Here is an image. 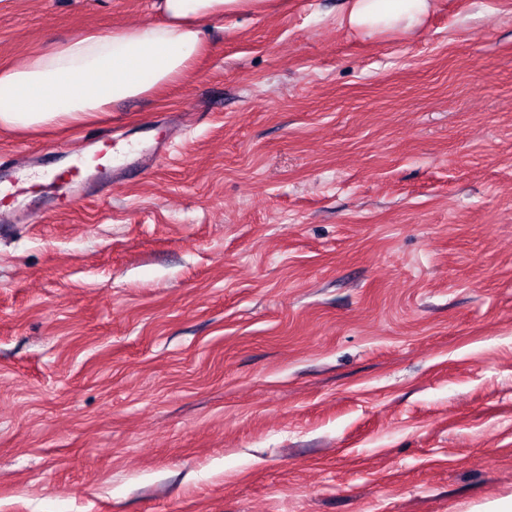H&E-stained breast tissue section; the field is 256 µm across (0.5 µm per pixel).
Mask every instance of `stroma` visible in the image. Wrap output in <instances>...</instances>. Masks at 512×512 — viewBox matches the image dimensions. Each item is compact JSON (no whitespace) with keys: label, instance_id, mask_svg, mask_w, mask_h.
I'll list each match as a JSON object with an SVG mask.
<instances>
[{"label":"stroma","instance_id":"1","mask_svg":"<svg viewBox=\"0 0 512 512\" xmlns=\"http://www.w3.org/2000/svg\"><path fill=\"white\" fill-rule=\"evenodd\" d=\"M155 0H0V67ZM215 22L194 72L0 132V512H488L512 495V0ZM170 159L128 174L159 136ZM347 22L375 30L413 29L434 7L435 0H350ZM79 177L80 168L78 166H73L71 169L58 176L59 180L63 182L61 186L71 192L77 193L80 198L89 199L93 197L94 199L103 200L108 198L112 192L114 181L99 182L94 186L93 192H90L91 184L88 185V183L83 180H76Z\"/></svg>","mask_w":512,"mask_h":512}]
</instances>
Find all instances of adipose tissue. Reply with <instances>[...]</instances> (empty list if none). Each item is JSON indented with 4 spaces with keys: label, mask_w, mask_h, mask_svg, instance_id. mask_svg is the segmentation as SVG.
Here are the masks:
<instances>
[{
    "label": "adipose tissue",
    "mask_w": 512,
    "mask_h": 512,
    "mask_svg": "<svg viewBox=\"0 0 512 512\" xmlns=\"http://www.w3.org/2000/svg\"><path fill=\"white\" fill-rule=\"evenodd\" d=\"M270 0H157L159 22L89 30L0 69V128L67 127L178 81L206 45V26L258 13ZM435 0H352L347 22L375 30L413 29Z\"/></svg>",
    "instance_id": "obj_1"
}]
</instances>
